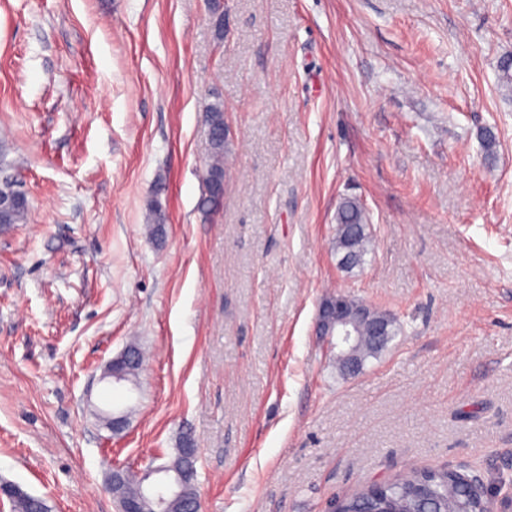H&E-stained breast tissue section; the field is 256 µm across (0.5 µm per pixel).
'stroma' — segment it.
Listing matches in <instances>:
<instances>
[{
  "instance_id": "obj_1",
  "label": "stroma",
  "mask_w": 512,
  "mask_h": 512,
  "mask_svg": "<svg viewBox=\"0 0 512 512\" xmlns=\"http://www.w3.org/2000/svg\"><path fill=\"white\" fill-rule=\"evenodd\" d=\"M214 25L211 0H0V159L30 204L0 231V480L117 512L109 472L184 433L200 512H324L411 470L512 480V0H224ZM346 197L374 239L349 271ZM339 291L402 325L356 376L316 332ZM134 340L139 388L113 387ZM127 406L118 436L95 416ZM208 127L211 129L212 143L202 174L204 193L199 208L205 213H215L224 205L225 139L227 128L224 123V102L216 98L206 109Z\"/></svg>"
}]
</instances>
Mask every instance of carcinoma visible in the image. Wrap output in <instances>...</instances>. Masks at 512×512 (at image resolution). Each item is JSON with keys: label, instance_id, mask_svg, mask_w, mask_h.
<instances>
[{"label": "carcinoma", "instance_id": "carcinoma-1", "mask_svg": "<svg viewBox=\"0 0 512 512\" xmlns=\"http://www.w3.org/2000/svg\"><path fill=\"white\" fill-rule=\"evenodd\" d=\"M208 127L211 129V147L202 174L204 193L199 208L206 213H215L224 205L225 139L224 102L217 98L206 109ZM9 198L12 206L6 212L0 210V228L8 229L26 221L29 204L26 195L9 176L0 178V199ZM147 223L150 234L163 233L166 214L155 200L148 205ZM337 226L342 234L341 242L335 245L336 252H348L352 259L341 267L351 270L365 262L371 250L372 237L368 231V219L362 204L356 199L345 200L337 211ZM375 315L388 320L384 334L374 338L367 334L359 350L361 366L370 358L384 352L389 343L402 331V326L391 314L375 310ZM119 368L124 381L137 382L144 361L142 350L131 345L122 353ZM192 442L190 436H180L174 455L165 463L172 471L184 472L189 483L183 486V496L197 497V457L190 456L185 448ZM144 475L128 472L115 488V497L136 498L142 492ZM13 512H51L48 502L38 496L23 492L10 500ZM489 504L469 482L467 475L456 470H415L383 482L365 485L357 493L343 499L344 512H488Z\"/></svg>", "mask_w": 512, "mask_h": 512}]
</instances>
